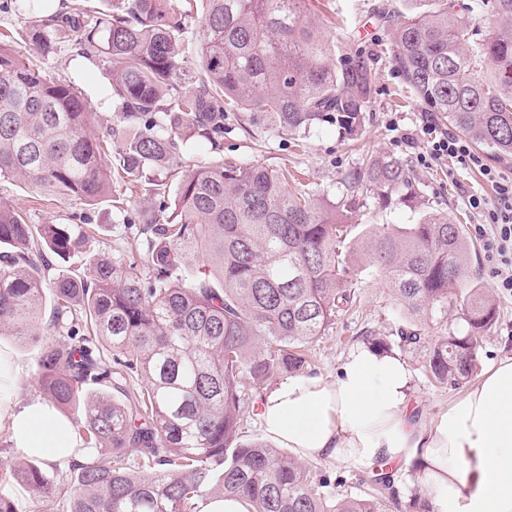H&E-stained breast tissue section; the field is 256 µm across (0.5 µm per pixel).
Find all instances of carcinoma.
I'll return each instance as SVG.
<instances>
[{"instance_id": "obj_1", "label": "carcinoma", "mask_w": 512, "mask_h": 512, "mask_svg": "<svg viewBox=\"0 0 512 512\" xmlns=\"http://www.w3.org/2000/svg\"><path fill=\"white\" fill-rule=\"evenodd\" d=\"M174 0H13L30 15L26 53L0 39V179L94 205L113 178L139 184L182 167L196 136L222 150L224 113L245 112L304 136L325 123L358 136L373 89L360 55L332 58L303 0H202L198 67L183 74L191 15ZM383 8L392 62L425 111L497 159L512 156V0H409ZM109 80L117 123L94 129L75 85L50 77L56 36ZM337 201L288 188V170L236 161L187 170L171 201L133 204L138 225L112 254L86 249L91 224H29L0 203V332L39 339L37 381L49 402L82 417L94 460L56 486L29 460L16 475L44 512H197L207 494H240L254 512H382L398 505L390 475L340 497L331 478L288 450L249 438L245 390L311 373L308 351L360 300L359 275H381L399 305L398 345L440 327L425 363L459 388L479 370L494 304L471 270L459 224H417L349 238L348 216L414 199V171L387 155L348 175ZM73 263L48 279V254ZM51 313L42 317L46 290ZM465 322L448 330V315Z\"/></svg>"}]
</instances>
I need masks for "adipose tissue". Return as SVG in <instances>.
<instances>
[{"mask_svg":"<svg viewBox=\"0 0 512 512\" xmlns=\"http://www.w3.org/2000/svg\"><path fill=\"white\" fill-rule=\"evenodd\" d=\"M410 374L396 356L354 349L336 379L288 377L266 396V434L303 460L370 468L417 464L434 512H512V356L501 357L431 422L415 420ZM24 455L50 463L81 456L71 422L31 399L0 413Z\"/></svg>","mask_w":512,"mask_h":512,"instance_id":"adipose-tissue-1","label":"adipose tissue"}]
</instances>
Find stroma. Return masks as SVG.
<instances>
[{"label":"stroma","mask_w":512,"mask_h":512,"mask_svg":"<svg viewBox=\"0 0 512 512\" xmlns=\"http://www.w3.org/2000/svg\"><path fill=\"white\" fill-rule=\"evenodd\" d=\"M379 0H306V6L323 21V32L336 54L362 52L371 68L373 97L366 114L365 129L357 142L344 140L335 126L324 124L305 137L269 127H251L243 113L224 115V147L215 152L198 139L183 146L187 166L211 164L223 159L237 160L271 169L289 167L302 173L309 190L331 198L341 197L347 191V174L360 167L372 155L393 156L411 167L417 177L416 198L410 203H398L391 208L363 210L354 218L358 224H414L421 211L428 210L446 217L449 223L462 225L475 251L471 267L476 270L482 288L496 305L498 319L486 332L481 350V369H488L498 358L512 355V292L498 288L494 269L497 265L484 246L474 227L485 223L484 215L469 206L470 195L483 196L494 201L495 188L478 171L438 160L421 163L428 136L423 125L432 123L418 99L404 84L395 70L388 46L387 32L375 16L373 8ZM60 52L51 55L45 69L52 76L70 80L91 102L96 114V126L115 121L110 103L102 98L107 84L105 75L70 50L71 37L60 34ZM150 193L139 190L129 195L116 188L96 205L86 206L65 197L49 195L39 189L12 180H0V202L10 205L31 224H73L78 217L89 216L92 223L107 225V232L99 234L90 244V250L110 254L112 247L126 229L119 218L130 208L133 198L146 199ZM361 301L351 315L339 320L327 336L316 342L311 353L314 375L335 379L345 357L362 345V332L372 331L389 336L397 322L393 294L383 278L366 276L360 285ZM0 347L10 355L14 366V385L0 396V408L9 409L31 397L40 396L35 371L40 346L31 339L0 335ZM397 356L405 362L411 374V388L419 401L417 416L429 421L454 401L457 390L430 383L421 370L429 355L427 347L414 350L397 349Z\"/></svg>","instance_id":"obj_1"}]
</instances>
